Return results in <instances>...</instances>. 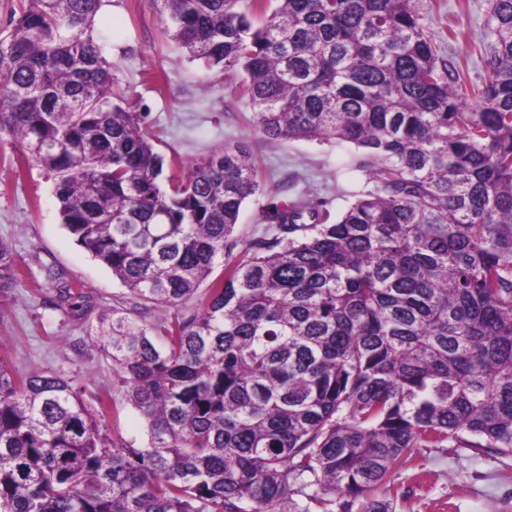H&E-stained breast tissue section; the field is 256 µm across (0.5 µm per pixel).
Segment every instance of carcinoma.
I'll use <instances>...</instances> for the list:
<instances>
[{"mask_svg": "<svg viewBox=\"0 0 512 512\" xmlns=\"http://www.w3.org/2000/svg\"><path fill=\"white\" fill-rule=\"evenodd\" d=\"M102 2L19 0L0 134L75 241L172 310L97 311L54 278L148 445L104 430V397L0 358V512H389L380 492L426 449L512 455V0H490V69L470 86L412 0H156L191 59L245 75L264 136L352 143L373 182L334 223L304 196L277 205L250 242V153L157 151L119 104ZM16 281L0 242V322Z\"/></svg>", "mask_w": 512, "mask_h": 512, "instance_id": "cac0c4a2", "label": "carcinoma"}]
</instances>
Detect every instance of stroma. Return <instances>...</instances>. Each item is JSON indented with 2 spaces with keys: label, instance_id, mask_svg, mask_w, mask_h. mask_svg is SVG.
I'll use <instances>...</instances> for the list:
<instances>
[{
  "label": "stroma",
  "instance_id": "1",
  "mask_svg": "<svg viewBox=\"0 0 512 512\" xmlns=\"http://www.w3.org/2000/svg\"><path fill=\"white\" fill-rule=\"evenodd\" d=\"M419 23L440 59L465 81L481 83L490 55L482 47L489 0H414ZM96 28L111 32L107 57L128 107L166 158L190 163L228 144L248 147L262 190L244 204L236 228L246 241L270 237L263 213L283 196L310 194L331 215L341 214L353 191L367 189L348 164L354 145L272 140L251 123L252 108L237 93L240 76L205 69L166 34L155 0H109ZM22 151L0 140V242L13 251L21 276L0 320V355L16 373L56 371L70 379L85 403H94L115 376L109 357L85 325L64 319L49 301L47 270L79 279L98 306L127 301L109 268L76 244L64 228L53 184L39 167L22 165ZM106 427L135 447L147 443L144 422L112 395ZM393 512H512V455L473 448L432 450L395 474L385 494Z\"/></svg>",
  "mask_w": 512,
  "mask_h": 512
}]
</instances>
